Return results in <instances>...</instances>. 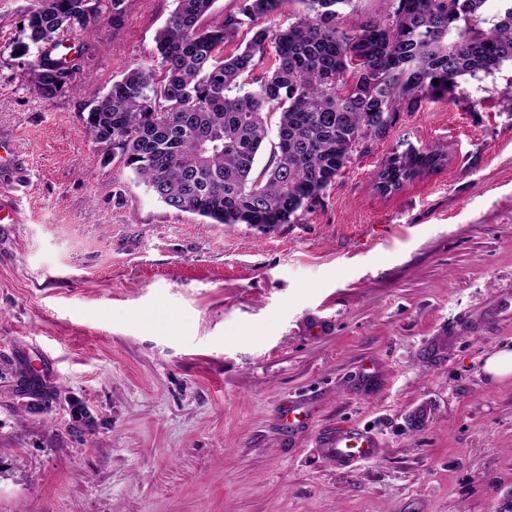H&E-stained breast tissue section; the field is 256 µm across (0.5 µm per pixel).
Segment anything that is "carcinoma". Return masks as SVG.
Segmentation results:
<instances>
[{
	"mask_svg": "<svg viewBox=\"0 0 512 512\" xmlns=\"http://www.w3.org/2000/svg\"><path fill=\"white\" fill-rule=\"evenodd\" d=\"M174 2L156 37L157 63L125 70L81 120L103 154L120 157L159 201L206 224L298 220L358 147L386 136L396 113L512 61V0H388L386 13L352 27L343 25L352 0H242L207 26L214 0ZM123 3L33 0L9 47L24 58L33 45L48 46L26 71L42 97L62 93L80 71V56H52L61 37L120 17ZM285 3L301 6L288 27L266 25ZM492 3L493 26L473 29ZM245 26L250 39L224 56V42ZM270 51L277 64L263 70ZM274 112L277 141L259 169ZM447 160L444 146L408 142L387 159L378 188L398 190Z\"/></svg>",
	"mask_w": 512,
	"mask_h": 512,
	"instance_id": "carcinoma-1",
	"label": "carcinoma"
}]
</instances>
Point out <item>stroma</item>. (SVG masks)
I'll use <instances>...</instances> for the list:
<instances>
[{
	"mask_svg": "<svg viewBox=\"0 0 512 512\" xmlns=\"http://www.w3.org/2000/svg\"><path fill=\"white\" fill-rule=\"evenodd\" d=\"M0 0V512H500L512 497V62L398 113L293 224H205L85 132L86 103L152 61L173 0L63 37L53 99L10 56ZM448 161L399 190L403 142ZM58 393L21 394L23 370ZM306 403L307 424L281 412ZM82 401L91 425L73 421ZM428 410L422 427L410 416ZM372 431L344 468L326 434ZM485 372L493 378L512 375V351L502 349L490 355L484 364Z\"/></svg>",
	"mask_w": 512,
	"mask_h": 512,
	"instance_id": "1",
	"label": "stroma"
}]
</instances>
